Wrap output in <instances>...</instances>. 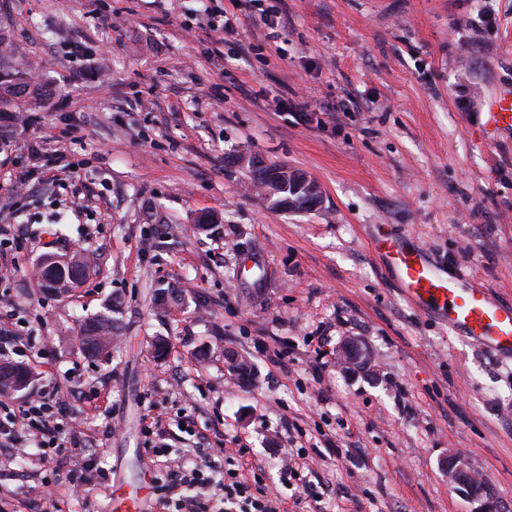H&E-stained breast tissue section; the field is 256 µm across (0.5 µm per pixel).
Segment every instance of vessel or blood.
<instances>
[{"instance_id": "1", "label": "vessel or blood", "mask_w": 512, "mask_h": 512, "mask_svg": "<svg viewBox=\"0 0 512 512\" xmlns=\"http://www.w3.org/2000/svg\"><path fill=\"white\" fill-rule=\"evenodd\" d=\"M372 248L385 259L411 302L447 322L455 335L512 358L511 303L493 298L472 273L448 272L410 236L378 227Z\"/></svg>"}]
</instances>
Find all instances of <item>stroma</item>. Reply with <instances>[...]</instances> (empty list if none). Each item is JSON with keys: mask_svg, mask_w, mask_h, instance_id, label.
Instances as JSON below:
<instances>
[{"mask_svg": "<svg viewBox=\"0 0 512 512\" xmlns=\"http://www.w3.org/2000/svg\"><path fill=\"white\" fill-rule=\"evenodd\" d=\"M274 4L275 33L260 18ZM223 5L238 40L210 32L199 0H0L44 86L40 125L0 124V218L17 230L0 308L35 373L8 404L56 387L97 464L82 498L69 445L36 464L0 447V512H44L50 489L61 512L157 503L170 460L215 482L240 471L287 512H473L452 455L512 512V360L426 316L370 243L390 225L512 302V134L482 133L491 103L512 102V0ZM48 131L76 165L56 187L19 148ZM239 153L305 172L321 208H272L231 165ZM206 212L223 219L210 233L196 227ZM47 251L93 260L67 298L33 278ZM168 288L178 300L157 308ZM113 301L119 341L89 358L82 325ZM350 340L370 370L341 361ZM150 412L166 427L159 457Z\"/></svg>", "mask_w": 512, "mask_h": 512, "instance_id": "1", "label": "stroma"}]
</instances>
